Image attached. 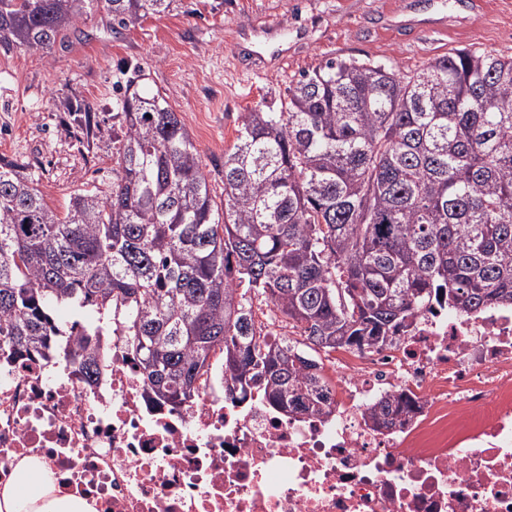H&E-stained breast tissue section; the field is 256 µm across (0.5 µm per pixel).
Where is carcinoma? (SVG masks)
<instances>
[{"mask_svg":"<svg viewBox=\"0 0 512 512\" xmlns=\"http://www.w3.org/2000/svg\"><path fill=\"white\" fill-rule=\"evenodd\" d=\"M96 0H0V47L49 52ZM176 0H104L110 28ZM112 107L122 136L112 186L64 214L26 167L0 159V336L44 357L64 329L55 304L118 314L154 397L191 400L220 354L238 400L259 393L294 418L328 415L315 354L398 345L433 305L472 314L512 306V55L458 50L411 76L329 59L279 110L244 114L224 153V212L184 120L138 76ZM93 133V106L66 103ZM256 295L301 330L269 342ZM74 373L99 374L83 342ZM408 401L368 417L389 427Z\"/></svg>","mask_w":512,"mask_h":512,"instance_id":"cac0c4a2","label":"carcinoma"}]
</instances>
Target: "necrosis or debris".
I'll return each instance as SVG.
<instances>
[{"mask_svg":"<svg viewBox=\"0 0 512 512\" xmlns=\"http://www.w3.org/2000/svg\"><path fill=\"white\" fill-rule=\"evenodd\" d=\"M85 382L65 354L0 351V485L38 458L97 512H512V306L433 308L398 347L325 357L330 415L238 402L223 371L150 398L122 332ZM402 395L384 428L368 407Z\"/></svg>","mask_w":512,"mask_h":512,"instance_id":"necrosis-or-debris-1","label":"necrosis or debris"}]
</instances>
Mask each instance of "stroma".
Segmentation results:
<instances>
[{"label": "stroma", "instance_id": "35a3bbf8", "mask_svg": "<svg viewBox=\"0 0 512 512\" xmlns=\"http://www.w3.org/2000/svg\"><path fill=\"white\" fill-rule=\"evenodd\" d=\"M106 21L98 4L51 52L0 48V157L30 165L60 213L76 191L110 186L112 99L132 70L183 118L220 207L224 153L244 113L279 105L326 60L411 73L462 48L512 54V0H484L476 12L455 0H176L172 11L122 28ZM69 97L97 107L88 146L69 123Z\"/></svg>", "mask_w": 512, "mask_h": 512}]
</instances>
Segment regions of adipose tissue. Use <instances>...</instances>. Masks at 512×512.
Listing matches in <instances>:
<instances>
[{"label":"adipose tissue","instance_id":"obj_1","mask_svg":"<svg viewBox=\"0 0 512 512\" xmlns=\"http://www.w3.org/2000/svg\"><path fill=\"white\" fill-rule=\"evenodd\" d=\"M0 512H96L93 502L68 491L40 461L25 457L0 487Z\"/></svg>","mask_w":512,"mask_h":512}]
</instances>
